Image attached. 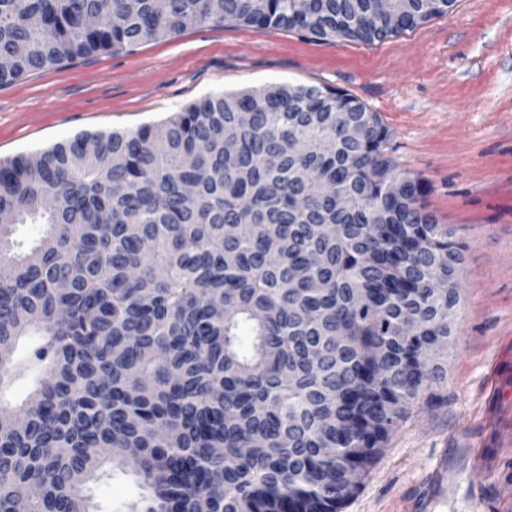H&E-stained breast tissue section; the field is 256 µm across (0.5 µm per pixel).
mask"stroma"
I'll return each mask as SVG.
<instances>
[{
	"label": "stroma",
	"instance_id": "1",
	"mask_svg": "<svg viewBox=\"0 0 512 512\" xmlns=\"http://www.w3.org/2000/svg\"><path fill=\"white\" fill-rule=\"evenodd\" d=\"M327 85L379 113L398 170L462 247L456 333L423 402L392 434L342 512H512L505 448L512 361V0H456L381 42L200 24L134 51L94 55L0 87V160L80 132L131 131L212 93ZM99 512H132L136 476L90 483Z\"/></svg>",
	"mask_w": 512,
	"mask_h": 512
}]
</instances>
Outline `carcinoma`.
Here are the masks:
<instances>
[{
	"mask_svg": "<svg viewBox=\"0 0 512 512\" xmlns=\"http://www.w3.org/2000/svg\"><path fill=\"white\" fill-rule=\"evenodd\" d=\"M455 3L0 0V87L195 24L373 43ZM389 141L357 98L280 84L1 160L0 386L44 372L0 398V512H97L108 468L137 512H341L460 302L453 232ZM40 374L41 370L39 368H35L28 378L12 380L5 388V398L9 401L18 403L24 400ZM89 488L100 512H132V506L145 494L133 473L119 469H108L104 476L90 483Z\"/></svg>",
	"mask_w": 512,
	"mask_h": 512,
	"instance_id": "carcinoma-1",
	"label": "carcinoma"
}]
</instances>
